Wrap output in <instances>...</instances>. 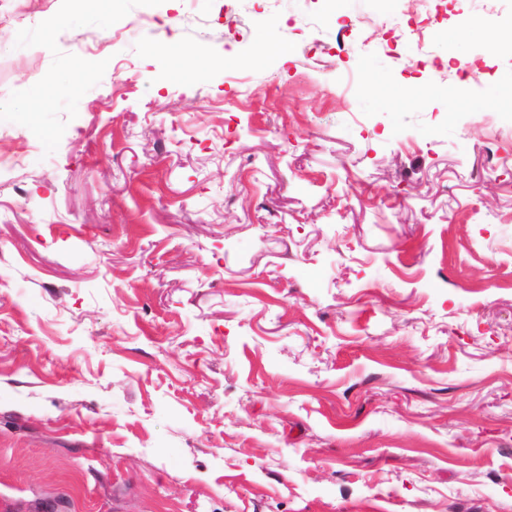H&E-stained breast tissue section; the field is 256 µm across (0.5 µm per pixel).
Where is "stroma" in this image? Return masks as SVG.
<instances>
[{
	"instance_id": "1",
	"label": "stroma",
	"mask_w": 512,
	"mask_h": 512,
	"mask_svg": "<svg viewBox=\"0 0 512 512\" xmlns=\"http://www.w3.org/2000/svg\"><path fill=\"white\" fill-rule=\"evenodd\" d=\"M335 2L378 50L324 0H0V512H512V96H408L413 0ZM148 10L133 82L71 51ZM489 27L425 39L512 85ZM342 22L344 25L339 27V29L337 30L336 46L332 54L333 57L341 58L343 54H347L349 52L362 51L365 47V44H354L346 39L347 28L358 23L359 18L356 16H350L345 18ZM499 114V113H498ZM498 114L492 116L488 121L489 135L487 142V152L489 156V165L485 168L483 176L490 177L496 174L499 161L501 159V151H506V146L511 144L512 139H505L501 136L499 130L496 129Z\"/></svg>"
}]
</instances>
